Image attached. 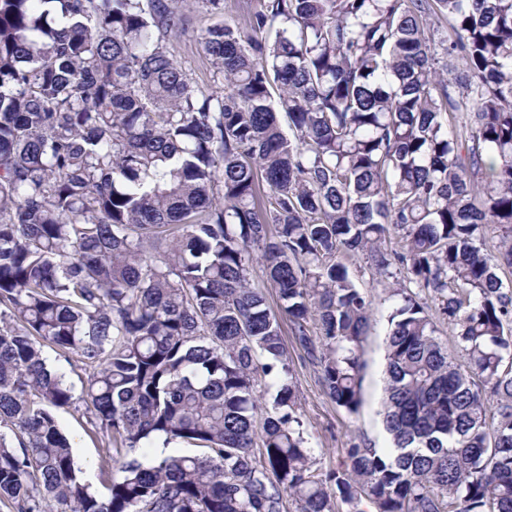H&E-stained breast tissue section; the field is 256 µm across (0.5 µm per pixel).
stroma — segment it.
Masks as SVG:
<instances>
[{
	"label": "stroma",
	"mask_w": 512,
	"mask_h": 512,
	"mask_svg": "<svg viewBox=\"0 0 512 512\" xmlns=\"http://www.w3.org/2000/svg\"><path fill=\"white\" fill-rule=\"evenodd\" d=\"M262 0H224V9L218 14L190 10L186 36L173 40L171 49L185 64L198 86L208 89L213 85V71L197 39L206 27L223 23H244L248 14L259 10ZM350 275L357 288L370 303V327L360 352L362 405L358 412L348 413L336 406L325 393L318 368L304 351L286 336L288 353L292 360L297 406L301 414L305 436L317 466L322 471L336 469L348 448L372 446L385 448L389 438L383 428L380 411L385 386L386 337L389 317L399 299L396 290L402 280L399 272L381 273L371 264L367 255L360 254L348 261ZM55 416L72 442L73 454L84 472L92 490L104 492L106 482L100 473L105 440L102 432L87 421L82 403L57 409Z\"/></svg>",
	"instance_id": "35a3bbf8"
}]
</instances>
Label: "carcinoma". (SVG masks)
Here are the masks:
<instances>
[{
  "label": "carcinoma",
  "instance_id": "carcinoma-1",
  "mask_svg": "<svg viewBox=\"0 0 512 512\" xmlns=\"http://www.w3.org/2000/svg\"><path fill=\"white\" fill-rule=\"evenodd\" d=\"M186 2L0 0V505L512 512V295L497 274L512 269V0H263L200 36L211 92L169 47ZM359 253L440 302L465 361L398 290L392 447L355 446L324 473L249 265L352 414L370 303L343 259ZM46 345L88 373L103 497L52 413L74 394ZM172 443L198 452L135 455ZM250 281L253 287L260 288L267 299V303L269 307L275 313H281V301L279 299V294L277 289L272 286V284L268 281L265 271L263 267L258 264H254L250 269Z\"/></svg>",
  "mask_w": 512,
  "mask_h": 512
}]
</instances>
